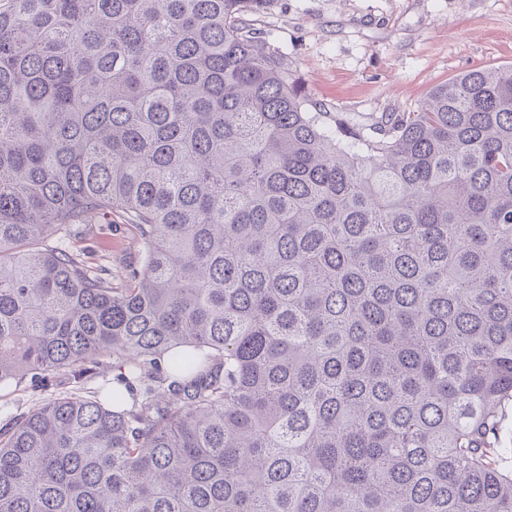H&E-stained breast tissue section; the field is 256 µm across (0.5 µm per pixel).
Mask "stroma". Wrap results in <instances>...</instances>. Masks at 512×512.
Here are the masks:
<instances>
[{
	"label": "stroma",
	"instance_id": "obj_1",
	"mask_svg": "<svg viewBox=\"0 0 512 512\" xmlns=\"http://www.w3.org/2000/svg\"><path fill=\"white\" fill-rule=\"evenodd\" d=\"M244 22L287 57L312 111L370 127L410 112L433 87L477 67L512 66V0H263ZM59 244L123 278L138 258L136 225L110 222L60 230ZM64 373L45 386L0 391V424L75 390Z\"/></svg>",
	"mask_w": 512,
	"mask_h": 512
}]
</instances>
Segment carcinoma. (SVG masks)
<instances>
[{
	"label": "carcinoma",
	"mask_w": 512,
	"mask_h": 512,
	"mask_svg": "<svg viewBox=\"0 0 512 512\" xmlns=\"http://www.w3.org/2000/svg\"><path fill=\"white\" fill-rule=\"evenodd\" d=\"M262 0H0V512H512V67L325 126ZM140 261L51 240L112 213ZM80 384L74 383L67 373L50 375L44 387L33 386L27 379L20 386L0 391V426L9 418L34 410L51 397L63 392L75 391Z\"/></svg>",
	"instance_id": "obj_1"
}]
</instances>
